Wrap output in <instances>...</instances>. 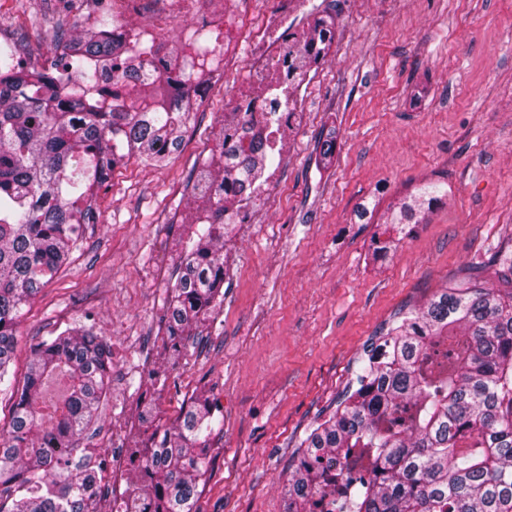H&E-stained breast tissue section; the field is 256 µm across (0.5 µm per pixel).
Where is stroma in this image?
<instances>
[{
	"label": "stroma",
	"mask_w": 512,
	"mask_h": 512,
	"mask_svg": "<svg viewBox=\"0 0 512 512\" xmlns=\"http://www.w3.org/2000/svg\"><path fill=\"white\" fill-rule=\"evenodd\" d=\"M102 0H0V41L25 66L47 67L56 36L80 32ZM336 40L313 82L301 128L284 139L280 191L258 221L224 239V295L195 334L193 357L162 391L165 425L207 389L223 417L199 512H284L298 439L350 390L367 346L398 313L461 280L512 245V0H333ZM419 102H412L415 91ZM229 98L212 84L181 148L160 166L118 162L98 190L68 263L26 308L9 370L23 380L32 351L66 327L93 326L114 356L141 338L142 364L162 366L169 290L179 263L157 244L189 240L193 174L209 154ZM336 126V157L316 165ZM447 183L426 223L372 259L384 212L429 181Z\"/></svg>",
	"instance_id": "obj_1"
}]
</instances>
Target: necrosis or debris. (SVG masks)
Listing matches in <instances>:
<instances>
[{
    "instance_id": "4bbe7bcc",
    "label": "necrosis or debris",
    "mask_w": 512,
    "mask_h": 512,
    "mask_svg": "<svg viewBox=\"0 0 512 512\" xmlns=\"http://www.w3.org/2000/svg\"><path fill=\"white\" fill-rule=\"evenodd\" d=\"M253 0H225L224 73L231 104L219 123L220 137L270 136L272 131L299 129L300 107L309 95L317 62L307 60L297 39L322 14L321 0H266L253 12ZM114 405L129 409L126 425L112 429V453L107 476L99 487L109 489L112 512H153L151 470L133 466L129 451L144 447L143 437L134 433L145 418L161 419L163 403L148 386L113 395Z\"/></svg>"
}]
</instances>
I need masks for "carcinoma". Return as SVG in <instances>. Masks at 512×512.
Instances as JSON below:
<instances>
[{
	"instance_id": "carcinoma-1",
	"label": "carcinoma",
	"mask_w": 512,
	"mask_h": 512,
	"mask_svg": "<svg viewBox=\"0 0 512 512\" xmlns=\"http://www.w3.org/2000/svg\"><path fill=\"white\" fill-rule=\"evenodd\" d=\"M113 13L84 36L62 41L52 67L81 77L66 91L47 70L0 50V395L13 405L0 427V512H95V480L81 435L101 413L110 383L108 346L93 328L71 327L34 348L22 388L9 377L16 327L42 279L66 264L82 225L96 220L92 198L109 179L119 150L159 165L182 143L192 105L172 110L183 55L154 43L127 48ZM98 56L106 70L91 68ZM163 71L147 77L155 60ZM66 99L57 112L50 103ZM224 179L242 185L265 170L264 143L218 146ZM336 152V130L319 162ZM441 188L428 184L381 216L402 232L423 224ZM224 204L186 253L167 303V329L192 332L224 287L219 224ZM512 276V249L471 268L399 317L357 374L358 388L324 422L305 431L288 479L287 512H512V292L485 287L486 273ZM66 399L50 412L38 390L56 375ZM214 406L192 396L171 429L146 426L152 447L135 448L152 468L156 512H198L199 481L209 468ZM333 455L344 462L334 473Z\"/></svg>"
}]
</instances>
